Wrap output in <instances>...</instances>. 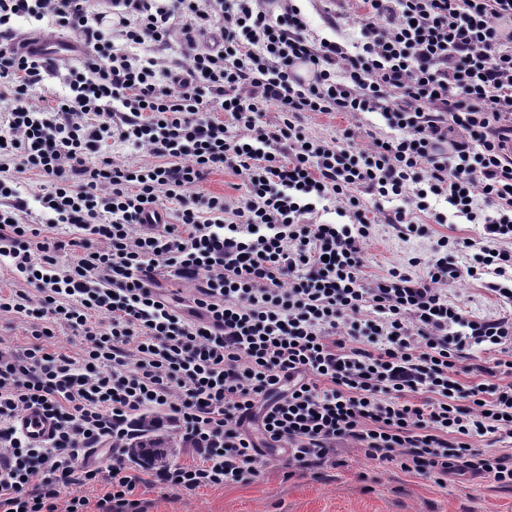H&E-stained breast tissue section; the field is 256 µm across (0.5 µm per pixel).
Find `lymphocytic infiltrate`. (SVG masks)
Listing matches in <instances>:
<instances>
[{
    "instance_id": "f902f5d3",
    "label": "lymphocytic infiltrate",
    "mask_w": 512,
    "mask_h": 512,
    "mask_svg": "<svg viewBox=\"0 0 512 512\" xmlns=\"http://www.w3.org/2000/svg\"><path fill=\"white\" fill-rule=\"evenodd\" d=\"M276 2L274 15L265 0H112L107 36L97 0H0V256L38 292L0 294V311L33 322L22 351H0V512H85L83 489L100 483L97 512H142L120 447L148 416L192 447L191 463L152 474L174 492L250 483L264 447L315 473L345 443L441 487L458 472L512 487V360L460 380L471 351L512 345V318L465 314L446 293L484 277L512 301V0H363L352 45ZM24 16L86 48L49 110L30 101L49 66L7 46ZM176 17L184 57L136 54L166 50ZM308 112H376L394 135L366 148L351 128L315 137ZM112 141L157 162L119 163ZM12 169L40 175L43 212L79 236L30 223ZM219 170L240 195L200 192ZM364 193L403 200L387 221L405 236L446 223V202L481 227L471 261L444 236L425 277H366ZM168 200L176 223L140 232ZM324 201L347 204L349 223L314 222ZM161 277L196 288L177 305ZM59 326L77 352L55 345ZM30 409L54 421L44 443L15 427ZM486 435L493 448L473 445ZM106 447L107 467L87 463Z\"/></svg>"
}]
</instances>
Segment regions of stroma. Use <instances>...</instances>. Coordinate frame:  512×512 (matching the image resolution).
<instances>
[{"instance_id": "1", "label": "stroma", "mask_w": 512, "mask_h": 512, "mask_svg": "<svg viewBox=\"0 0 512 512\" xmlns=\"http://www.w3.org/2000/svg\"><path fill=\"white\" fill-rule=\"evenodd\" d=\"M367 205L373 226L364 260L371 275H384L392 268L423 275V261L432 255L439 237L460 243L475 235L474 225L452 215L447 223L430 225L426 236L406 240L385 221L395 202L371 199ZM448 298L470 315H512V302L487 290L480 279L462 278L449 286ZM336 458L337 467L320 474L290 476L282 455L268 451L259 477L249 484L177 494L140 485L135 496L144 512H512V488L490 478L460 476L440 487L395 465H377L349 444L338 448Z\"/></svg>"}]
</instances>
